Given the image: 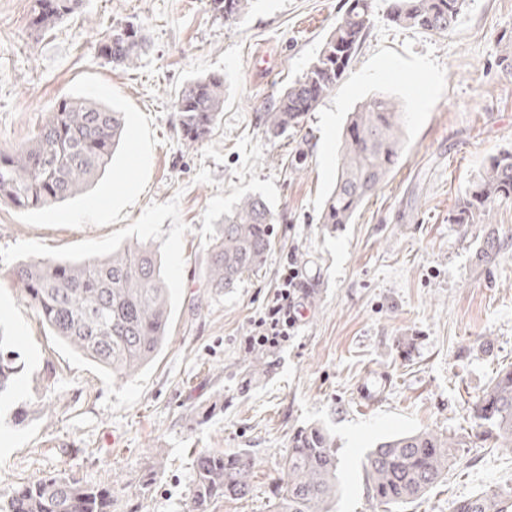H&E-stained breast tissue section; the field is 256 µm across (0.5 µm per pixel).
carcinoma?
Masks as SVG:
<instances>
[{
    "mask_svg": "<svg viewBox=\"0 0 512 512\" xmlns=\"http://www.w3.org/2000/svg\"><path fill=\"white\" fill-rule=\"evenodd\" d=\"M232 28L252 0H210ZM348 7L322 50L300 78L288 84L263 113L266 132L279 137L303 126L306 116L345 78L373 22V0H347ZM465 0H391L397 24L442 34L454 28ZM83 6V0H32L31 24L49 31ZM143 49L139 31L115 27L99 46L110 62L132 65ZM179 133L187 146L210 137L224 112V79L192 80L174 103ZM124 113L90 99H64L48 113L33 138L16 148L0 147V204L36 210L75 197L112 161L125 134ZM404 144L398 103L375 95L350 113L339 140L334 185L324 199L320 223H352L363 204L396 165ZM512 202V151L490 157L459 200L454 224H484L494 210ZM275 215L261 196H243L212 238L205 287L229 290L260 267L272 242ZM27 298L53 335L85 358L120 377H131L158 354L168 333L171 292L161 256L135 243L106 258L78 263L43 259L15 272ZM20 365L0 336V395L8 392ZM480 435L496 448L512 449V367L503 369L475 404ZM450 438L430 432L383 440L363 463L372 498L402 505L423 495L455 465ZM338 448L319 424L298 429L284 460L286 480L272 512H335ZM253 459L247 453L201 449L196 455L187 512H210L220 499L250 490ZM0 512H112V485H91L64 473L47 475L0 494ZM454 512H512V495L486 491L460 500Z\"/></svg>",
    "mask_w": 512,
    "mask_h": 512,
    "instance_id": "cac0c4a2",
    "label": "carcinoma"
}]
</instances>
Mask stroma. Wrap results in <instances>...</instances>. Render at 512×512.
<instances>
[{"label": "stroma", "mask_w": 512, "mask_h": 512, "mask_svg": "<svg viewBox=\"0 0 512 512\" xmlns=\"http://www.w3.org/2000/svg\"><path fill=\"white\" fill-rule=\"evenodd\" d=\"M346 3L254 0L230 29L208 0H85L38 33L31 0H0V146L27 142L70 98L123 112L128 128L80 196L31 211L0 205V334L22 367L0 400V494L62 472L111 485L112 512H183L197 451L244 449L250 492L213 512H269L292 435L314 423L339 448L338 512H453L486 490L512 491V450L477 439L473 418L512 364V202L487 224L450 221L489 158L512 150V72L502 62L512 0H466L445 35L395 24L389 0H375L346 77L302 129L270 137L260 112L307 71ZM125 24L140 28L145 49L134 65L115 66L99 45ZM210 74L224 79V112L189 148L174 101ZM376 94L404 107V151L353 223L328 231L319 219L339 136L349 112ZM246 194L274 211V245L236 288L204 287L209 242ZM135 241L166 259L174 312L159 356L120 379L52 336L13 271ZM289 254L306 314L284 346L260 354L270 368L254 377L250 324ZM420 430L458 441V466L383 510L364 485L365 455L381 438Z\"/></svg>", "instance_id": "35a3bbf8"}]
</instances>
